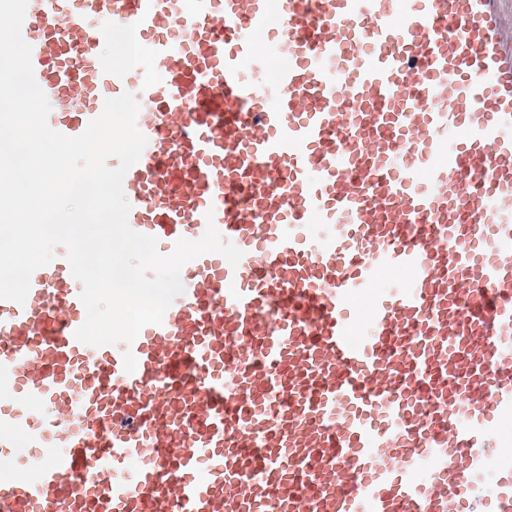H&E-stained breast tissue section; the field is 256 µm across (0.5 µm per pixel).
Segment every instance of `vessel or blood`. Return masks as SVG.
<instances>
[{
    "instance_id": "b4317fda",
    "label": "vessel or blood",
    "mask_w": 512,
    "mask_h": 512,
    "mask_svg": "<svg viewBox=\"0 0 512 512\" xmlns=\"http://www.w3.org/2000/svg\"><path fill=\"white\" fill-rule=\"evenodd\" d=\"M22 36L52 129L138 100L134 231L244 255L128 348L76 340L66 253L0 300V512H512V0H28Z\"/></svg>"
}]
</instances>
